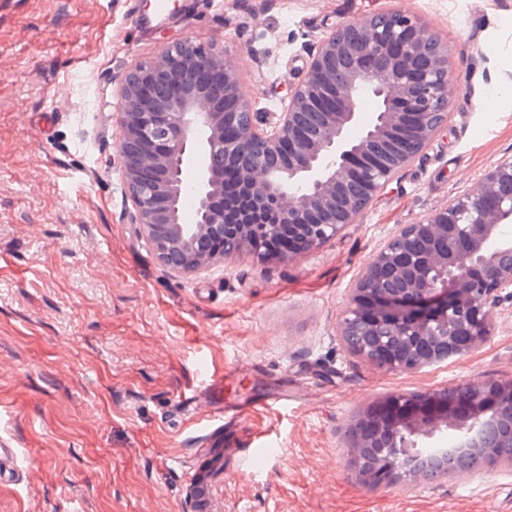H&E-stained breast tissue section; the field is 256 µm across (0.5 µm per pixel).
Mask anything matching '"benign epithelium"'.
<instances>
[{"instance_id": "1", "label": "benign epithelium", "mask_w": 512, "mask_h": 512, "mask_svg": "<svg viewBox=\"0 0 512 512\" xmlns=\"http://www.w3.org/2000/svg\"><path fill=\"white\" fill-rule=\"evenodd\" d=\"M448 42L400 9L346 20L309 57L288 104L267 122L225 47L186 37L127 70L114 105L120 175L156 260L191 276L244 252L309 254L356 224L395 175L448 125ZM378 109L361 126L364 96ZM512 301V155L478 186L404 224L364 262L345 292L336 335L346 353L410 373L462 358L492 335ZM460 435L448 455L512 440V381L489 377L375 398L347 424L340 448L365 488L376 473L422 479L414 460L367 461L403 435L425 447Z\"/></svg>"}]
</instances>
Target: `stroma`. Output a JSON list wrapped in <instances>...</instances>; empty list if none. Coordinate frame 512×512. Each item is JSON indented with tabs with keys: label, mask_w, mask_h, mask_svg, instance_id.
Masks as SVG:
<instances>
[{
	"label": "stroma",
	"mask_w": 512,
	"mask_h": 512,
	"mask_svg": "<svg viewBox=\"0 0 512 512\" xmlns=\"http://www.w3.org/2000/svg\"><path fill=\"white\" fill-rule=\"evenodd\" d=\"M0 0V439L23 480L0 512H197L179 467L198 464L194 415L214 450L276 438L216 473L222 512H512V468L369 490L339 448L370 400L512 379V304L470 355L415 373L348 357L336 339L345 290L397 225L477 187L512 154V0ZM401 9L447 39L462 82L448 126L359 223L291 260L243 254L175 278L134 221L115 150L128 68L171 41L228 47L256 111L273 119L336 23ZM235 373L237 407L211 405L195 361ZM287 393L288 406L267 410ZM169 0H153L152 9L149 12L138 13L134 22L141 29H149L162 22L169 13Z\"/></svg>",
	"instance_id": "1"
}]
</instances>
